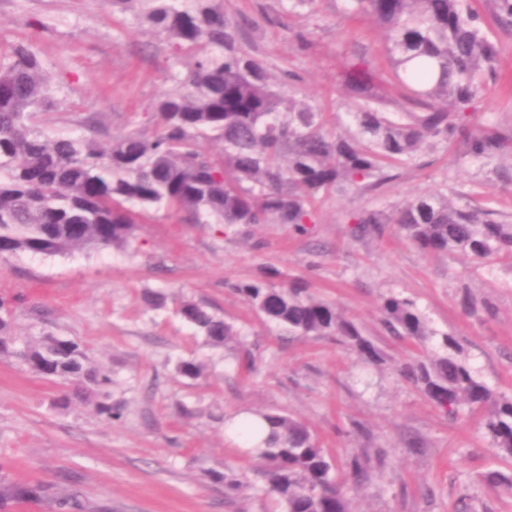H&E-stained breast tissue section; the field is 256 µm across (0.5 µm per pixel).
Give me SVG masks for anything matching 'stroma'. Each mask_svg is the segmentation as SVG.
Returning a JSON list of instances; mask_svg holds the SVG:
<instances>
[{
  "label": "stroma",
  "instance_id": "stroma-1",
  "mask_svg": "<svg viewBox=\"0 0 512 512\" xmlns=\"http://www.w3.org/2000/svg\"><path fill=\"white\" fill-rule=\"evenodd\" d=\"M244 24L250 45L277 80L329 113L350 104L339 92L345 56L362 54L385 70L380 30L339 14L321 0L311 16L284 13L279 0H222ZM498 45L496 75L474 105L480 123L512 127V28L498 23L490 0H472ZM308 33L309 50L298 46ZM0 42L26 43L41 61L54 107L35 122L47 136L113 138L154 130V103L169 75L184 71L168 41L116 0H0ZM455 147L421 152L381 191L319 197L316 222L299 235L284 224H187L160 210L137 225L127 248L61 255L21 253L0 263V298L12 302L17 348L51 334L80 343L111 379L118 417L98 415L89 399L62 402L67 385L40 378L16 357L0 358V481L76 493L84 512H262L260 474L225 418L279 410L306 423L336 461L347 451L383 450L370 477L351 495L354 512H512V496L485 485L491 471L512 469L496 456L477 413L451 419L398 374L414 348L383 330V296L418 302L432 327L456 335L462 357L496 392L512 396V261L481 266L460 254L419 253L395 225L358 239L352 210L400 204L449 190L512 216V183L480 182L475 167L454 163ZM264 266L305 281L320 297L357 318L386 356L365 364L324 338L282 336L230 289ZM491 302L493 314H465L462 293ZM191 299L234 323L256 359L240 372L227 350L206 343L172 309L148 295ZM204 367L195 380L177 367ZM250 470L252 489L226 501L212 471Z\"/></svg>",
  "mask_w": 512,
  "mask_h": 512
}]
</instances>
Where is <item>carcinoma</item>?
I'll list each match as a JSON object with an SVG mask.
<instances>
[{"instance_id":"cac0c4a2","label":"carcinoma","mask_w":512,"mask_h":512,"mask_svg":"<svg viewBox=\"0 0 512 512\" xmlns=\"http://www.w3.org/2000/svg\"><path fill=\"white\" fill-rule=\"evenodd\" d=\"M281 2L289 14L316 12L317 0ZM342 2L347 18L380 26L389 72L380 79L366 56L346 57L340 87L357 105L332 122L274 82L217 0H122L189 59V69L182 78L169 76L174 86L157 99L153 135L131 131L107 148L44 136L34 118L54 101L40 62L22 43H0V258L126 247L139 217L161 208L194 224H286L305 234L315 223L317 195L378 190L426 147L458 143L459 162L495 173L512 162V133L474 122L470 111L498 56L470 0ZM491 2L496 18L512 25V0ZM383 81L402 90V111H386ZM213 142L222 146L218 155ZM350 221L359 235L394 224L425 254L461 252L482 264L512 258V222L455 205L444 193L355 210ZM273 278L283 283L276 288ZM230 288L288 337H332L366 363L385 361L358 321L309 294L297 278L268 268ZM379 312L389 335L417 348L400 365L403 380L451 418L466 408L482 411L494 454L512 458V397L482 380L461 358L459 339L434 330L416 301L388 295ZM10 313L1 298L0 356L12 349ZM175 314L208 344L236 349L238 364L254 370L234 324L190 299L176 302ZM23 361L42 378L83 390L110 383L70 339L48 335L25 350ZM257 417L269 429L265 448L250 452L264 464L266 512H352L349 492L368 478L365 459L353 453L340 465L305 423L275 410ZM209 478L228 498L251 487L234 474ZM485 481L512 495V472H492ZM42 492L0 488V498L38 500ZM55 504L61 512L82 509L74 493Z\"/></svg>"}]
</instances>
